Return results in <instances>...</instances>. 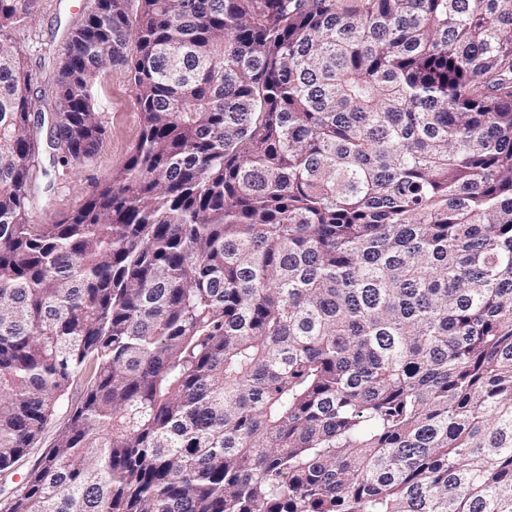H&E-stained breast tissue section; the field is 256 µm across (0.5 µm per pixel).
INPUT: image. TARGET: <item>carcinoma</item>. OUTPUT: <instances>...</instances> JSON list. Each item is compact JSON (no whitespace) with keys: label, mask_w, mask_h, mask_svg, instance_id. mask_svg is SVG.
<instances>
[{"label":"carcinoma","mask_w":512,"mask_h":512,"mask_svg":"<svg viewBox=\"0 0 512 512\" xmlns=\"http://www.w3.org/2000/svg\"><path fill=\"white\" fill-rule=\"evenodd\" d=\"M39 2L0 0V473L91 383L6 512H512V0H95L47 114ZM112 67L138 141L36 224Z\"/></svg>","instance_id":"1"}]
</instances>
